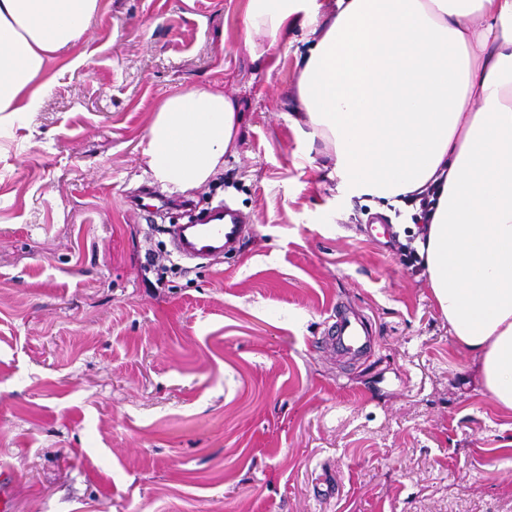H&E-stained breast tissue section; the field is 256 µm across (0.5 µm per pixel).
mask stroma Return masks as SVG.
I'll list each match as a JSON object with an SVG mask.
<instances>
[{
  "instance_id": "35a3bbf8",
  "label": "stroma",
  "mask_w": 512,
  "mask_h": 512,
  "mask_svg": "<svg viewBox=\"0 0 512 512\" xmlns=\"http://www.w3.org/2000/svg\"><path fill=\"white\" fill-rule=\"evenodd\" d=\"M246 0H98L0 132V469L10 512H512V415L485 394L420 264L324 179L293 119L306 30L270 65ZM242 105L224 169L184 192L248 219L239 251L157 275L130 195L159 102ZM368 357L320 346L336 309Z\"/></svg>"
}]
</instances>
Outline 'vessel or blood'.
<instances>
[{"mask_svg": "<svg viewBox=\"0 0 512 512\" xmlns=\"http://www.w3.org/2000/svg\"><path fill=\"white\" fill-rule=\"evenodd\" d=\"M245 216L230 205L210 210L205 222L183 224L177 231L180 251L185 257L210 259L237 250L246 233ZM374 342L366 321L355 314L336 313L323 343L329 351L352 356L364 354Z\"/></svg>", "mask_w": 512, "mask_h": 512, "instance_id": "1", "label": "vessel or blood"}]
</instances>
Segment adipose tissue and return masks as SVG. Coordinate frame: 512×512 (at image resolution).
Listing matches in <instances>:
<instances>
[{
  "mask_svg": "<svg viewBox=\"0 0 512 512\" xmlns=\"http://www.w3.org/2000/svg\"><path fill=\"white\" fill-rule=\"evenodd\" d=\"M98 0H0V120L35 111L54 55L76 44ZM247 0V32L269 55L289 28L300 61L295 127L335 159L347 199L402 204L434 187L417 237L431 292L474 355L486 395L512 414V0ZM236 99L219 87L164 98L143 137L154 179L185 191L235 149Z\"/></svg>",
  "mask_w": 512,
  "mask_h": 512,
  "instance_id": "obj_1",
  "label": "adipose tissue"
}]
</instances>
